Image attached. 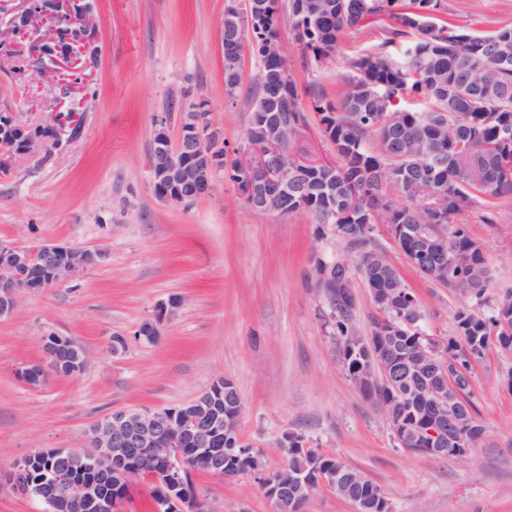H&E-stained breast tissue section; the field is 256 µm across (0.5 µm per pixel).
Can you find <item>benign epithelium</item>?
Masks as SVG:
<instances>
[{
  "mask_svg": "<svg viewBox=\"0 0 512 512\" xmlns=\"http://www.w3.org/2000/svg\"><path fill=\"white\" fill-rule=\"evenodd\" d=\"M56 6L34 12L32 5L16 15L4 28L0 27V45L47 27L48 33L39 44L54 45L52 59L55 67L61 68L71 62L74 54H91L86 41V19L90 10L80 0H55ZM79 33V46L60 44L63 29ZM288 96L278 93L270 98L269 110L256 112L250 117L247 149L257 143L267 145L259 163L232 160L237 176V188L248 207L261 213H288L293 202L288 191V153L281 145L267 143L265 129L274 127L282 132L288 130V113L284 112ZM58 112L36 122L22 123L10 112L0 113V140L46 141L61 143L58 129ZM168 116L155 118V134L150 155V167L154 178L165 186L163 199L172 203H184L183 188L192 190L199 199L213 190L214 173L224 167V144L220 143L217 131L213 130L208 114L194 111L182 119L181 136L177 144H171L167 133ZM102 253L79 249L69 245L46 243L36 249L12 244H0V318L11 316L23 294L52 288L69 276L95 265ZM39 260V276L28 275L33 260ZM176 303L162 305L155 318L144 322L141 336H155L162 321L172 313ZM368 352L370 358L392 355L382 342H373L369 336L354 340ZM45 363L27 368L23 376L27 379L41 378L68 363L70 375L84 372L88 364L85 348L68 336H52V342L43 347ZM455 362L434 360L433 352L421 351L420 362L403 358L384 366V372L393 386H411L426 401L434 405L455 401L452 392L457 390L455 381L448 380V366ZM379 375L357 370L353 382L365 395L373 393ZM205 394L184 403L181 408L121 409L114 410L98 421L91 429L90 448L73 450L68 448H39L28 456L12 463L10 479L18 490L42 505L44 512H115L119 498L106 501L100 499L96 488L75 479L77 469L90 466L97 471L115 477L117 486L128 491L140 479L133 464L151 461L163 466L164 479L157 483L155 496L161 512H208L205 499L198 493L187 459L200 457L209 463L211 473L227 477L224 471V449L219 447L221 437L238 432L241 403L234 405L233 416H216L203 403ZM469 406L466 402L455 405L432 417L422 430L404 427L396 431L398 442L404 448L423 446L428 456H435L448 449V444L471 439L468 424ZM51 456L54 467L45 478L25 480L37 458ZM325 485L336 487V491L347 496V501L360 507V488L364 476L360 473L330 472L321 478Z\"/></svg>",
  "mask_w": 512,
  "mask_h": 512,
  "instance_id": "1",
  "label": "benign epithelium"
}]
</instances>
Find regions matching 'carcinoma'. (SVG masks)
<instances>
[{
    "label": "carcinoma",
    "instance_id": "carcinoma-1",
    "mask_svg": "<svg viewBox=\"0 0 512 512\" xmlns=\"http://www.w3.org/2000/svg\"><path fill=\"white\" fill-rule=\"evenodd\" d=\"M264 20L248 25L247 7L229 5L224 27L239 37L224 38V86L232 95L241 85L242 40L273 42L277 36L280 0H264ZM334 8L316 12L311 0H288L291 20L304 54L325 57L346 28L373 19L392 20L383 46L399 44L400 52L355 54L343 79L339 102L326 100L319 89L308 93L312 110L320 116L325 136L336 148L333 166L291 169L288 189L293 201L288 211L304 209L318 224H331L351 248L370 242L373 225L410 224L438 242L443 252L418 270L475 304L466 303L454 314L456 335L446 350L457 365L470 372L490 346L512 351V291L492 296L489 271L481 245L471 238L457 216L480 199L487 223H494L499 201L512 197V60H498L500 46L512 45V22L492 31L476 32L454 25L441 14L442 0H332ZM253 111L264 109L274 86L275 72L285 59L260 58ZM288 138L297 135L304 110L293 81H288ZM375 140V146L369 141ZM444 192V201L419 195L426 183ZM332 276L323 280L336 311V334L343 367L369 365L366 352L353 344L350 325L354 301L347 281L360 277L366 286L406 287L396 269L380 251L361 254L352 265L341 258L321 266ZM381 322L396 358L411 357L420 348L437 347L413 325L402 324L404 307L385 310ZM237 439L224 444V468L233 474L268 472L288 486L281 512H301L319 488L322 471L354 472L339 458L296 443L284 448V462L268 468L263 455L252 450L238 454ZM362 497L366 509L379 505L389 512L381 488L366 480Z\"/></svg>",
    "mask_w": 512,
    "mask_h": 512
}]
</instances>
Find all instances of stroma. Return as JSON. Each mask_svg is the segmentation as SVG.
<instances>
[{
  "mask_svg": "<svg viewBox=\"0 0 512 512\" xmlns=\"http://www.w3.org/2000/svg\"><path fill=\"white\" fill-rule=\"evenodd\" d=\"M230 0H90L88 38L96 49L85 79L26 65L29 44L0 47V113L22 122L43 109L78 107L80 130L60 148L37 145L0 155V242L35 248L54 242L101 251L99 264L21 297L0 319V512H41L5 473L39 448L83 449L90 426L117 409L167 408L230 379L240 400L241 440L279 466L286 433L341 459L380 486L392 512H512V352L491 348L472 370L475 414L486 430L465 459L424 458L399 447L386 416L343 368L335 311L320 263L356 262L361 252L332 225L305 211L247 208L230 179L191 204L160 199L149 157L153 117L168 113L178 139L189 104L205 101L229 157L247 144L260 66L246 51L235 101L224 91L221 30ZM449 21L490 31L512 20V0H444ZM384 22L347 29L326 58L305 55L287 14L278 47L299 94L339 97L347 60L381 46ZM295 158L332 162L334 145L317 113L290 143ZM481 204L458 215L482 246L491 292L512 289V198L495 224ZM372 245L386 254L421 302V331L439 343L455 333L464 298L426 278L377 224ZM351 323L372 335L384 314L360 278L349 282ZM175 302L156 341L136 331ZM68 336L87 351L78 376L49 374L33 386L24 369L41 363L46 336ZM211 512H271L251 476H194Z\"/></svg>",
  "mask_w": 512,
  "mask_h": 512,
  "instance_id": "obj_1",
  "label": "stroma"
}]
</instances>
